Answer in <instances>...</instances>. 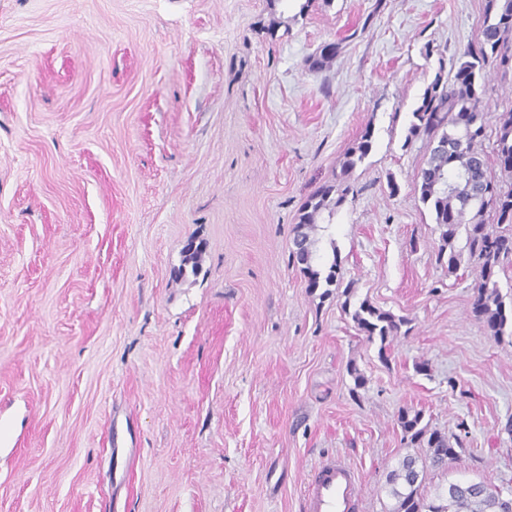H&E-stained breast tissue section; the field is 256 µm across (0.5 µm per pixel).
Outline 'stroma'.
<instances>
[{"instance_id":"1","label":"stroma","mask_w":512,"mask_h":512,"mask_svg":"<svg viewBox=\"0 0 512 512\" xmlns=\"http://www.w3.org/2000/svg\"><path fill=\"white\" fill-rule=\"evenodd\" d=\"M484 6L0 0V512H301L330 456L383 512L403 409L463 442L427 493L512 487V335L472 316L475 261L438 262L406 139ZM482 83L488 120L512 109V72ZM368 127L353 197L310 234L340 267L323 299L293 238ZM192 239L201 269L176 276ZM346 285L409 332L368 341Z\"/></svg>"}]
</instances>
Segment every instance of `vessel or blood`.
Returning <instances> with one entry per match:
<instances>
[{"label": "vessel or blood", "instance_id": "1", "mask_svg": "<svg viewBox=\"0 0 512 512\" xmlns=\"http://www.w3.org/2000/svg\"><path fill=\"white\" fill-rule=\"evenodd\" d=\"M363 486L354 469L339 458L317 463L308 475L303 512H359Z\"/></svg>", "mask_w": 512, "mask_h": 512}]
</instances>
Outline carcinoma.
I'll return each instance as SVG.
<instances>
[{
	"label": "carcinoma",
	"mask_w": 512,
	"mask_h": 512,
	"mask_svg": "<svg viewBox=\"0 0 512 512\" xmlns=\"http://www.w3.org/2000/svg\"><path fill=\"white\" fill-rule=\"evenodd\" d=\"M439 72L425 89L413 110L406 141L422 139L430 148L426 167L418 176L420 202L432 213L440 230L442 244L437 260L454 272L463 254L480 264L479 282L471 303V313L484 322L494 336L504 334L508 323L505 296L499 285L504 261L512 256V187L504 189L487 162L485 142H491L500 171L512 176V110L501 113L494 135H488L487 114L481 109L479 78L490 66L512 67V0H486L481 39L469 45L457 59L452 75L442 77L444 59H438ZM373 129H365L355 146L345 153L339 175L318 188L305 202L299 224L317 223L323 213L333 216L350 194V174L368 155ZM493 217L488 224L485 214ZM464 239L457 249L454 242ZM309 291L325 299L338 285V261L323 274L315 268V254L300 259ZM352 319L368 341L379 340V352L401 333L408 320L384 311L363 299L353 309ZM402 441L409 448H424L421 454L406 455L388 475L390 495L395 500L390 512H504L502 497L483 482L474 485L449 484L447 490L430 497L425 493L428 472L448 468L457 457L455 440L433 430L420 410H403L398 416Z\"/></svg>",
	"instance_id": "obj_1"
}]
</instances>
